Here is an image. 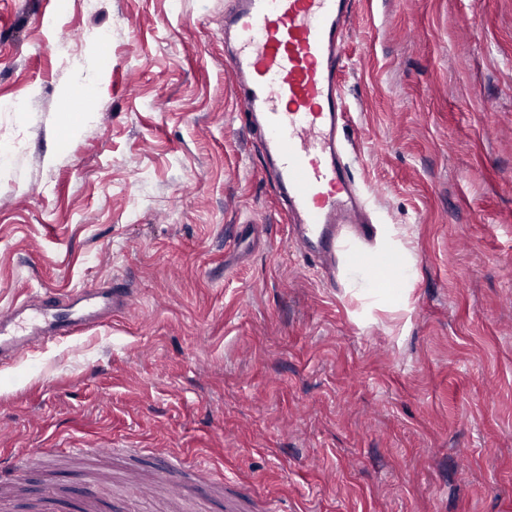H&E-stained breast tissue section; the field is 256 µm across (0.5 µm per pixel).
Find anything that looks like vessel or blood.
Listing matches in <instances>:
<instances>
[{
  "label": "vessel or blood",
  "mask_w": 512,
  "mask_h": 512,
  "mask_svg": "<svg viewBox=\"0 0 512 512\" xmlns=\"http://www.w3.org/2000/svg\"><path fill=\"white\" fill-rule=\"evenodd\" d=\"M356 0H233L224 13V68L236 79V97L259 138L266 165L286 203L288 232L318 259L348 257L351 272L391 270L380 287L394 285L398 255H371L355 246L377 229L353 175L341 130L348 122L342 58ZM131 307L117 285L75 287L48 294L42 304L21 302L0 311V361L14 360L99 324ZM162 478L183 481L207 474L173 452L162 455ZM28 456L0 457V485L23 481Z\"/></svg>",
  "instance_id": "obj_1"
}]
</instances>
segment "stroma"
Returning a JSON list of instances; mask_svg holds the SVG:
<instances>
[{"label": "stroma", "mask_w": 512, "mask_h": 512, "mask_svg": "<svg viewBox=\"0 0 512 512\" xmlns=\"http://www.w3.org/2000/svg\"><path fill=\"white\" fill-rule=\"evenodd\" d=\"M231 0H0V310L122 283L130 310L0 364L6 512L94 459L200 458L208 512H512V0H358L345 135L388 297L321 268L224 69ZM75 53L57 54L59 36ZM28 454L0 457V485L21 483L28 464Z\"/></svg>", "instance_id": "obj_1"}]
</instances>
